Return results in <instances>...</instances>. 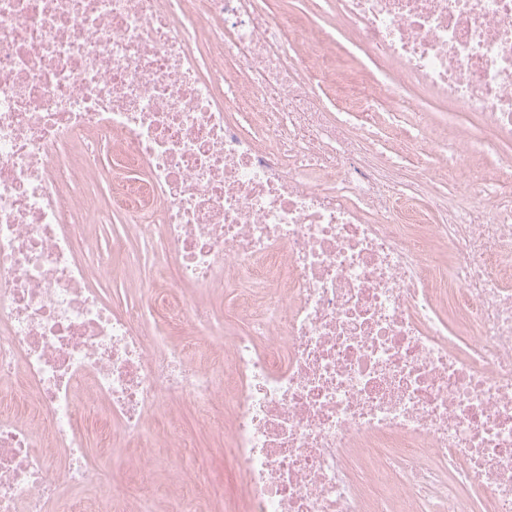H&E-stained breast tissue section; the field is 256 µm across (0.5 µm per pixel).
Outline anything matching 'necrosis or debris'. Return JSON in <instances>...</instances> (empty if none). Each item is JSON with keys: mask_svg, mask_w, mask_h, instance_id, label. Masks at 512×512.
Returning a JSON list of instances; mask_svg holds the SVG:
<instances>
[{"mask_svg": "<svg viewBox=\"0 0 512 512\" xmlns=\"http://www.w3.org/2000/svg\"><path fill=\"white\" fill-rule=\"evenodd\" d=\"M335 6L397 66L368 105L413 79L483 119L493 209L386 178L370 129L327 117L328 32L269 0H0V512H122L117 474L166 468L149 420L182 398L245 512H512V0ZM472 139L428 151L455 175ZM116 214L157 269L121 307L79 249ZM221 282L220 321L181 295ZM91 414L138 456H91Z\"/></svg>", "mask_w": 512, "mask_h": 512, "instance_id": "necrosis-or-debris-1", "label": "necrosis or debris"}]
</instances>
